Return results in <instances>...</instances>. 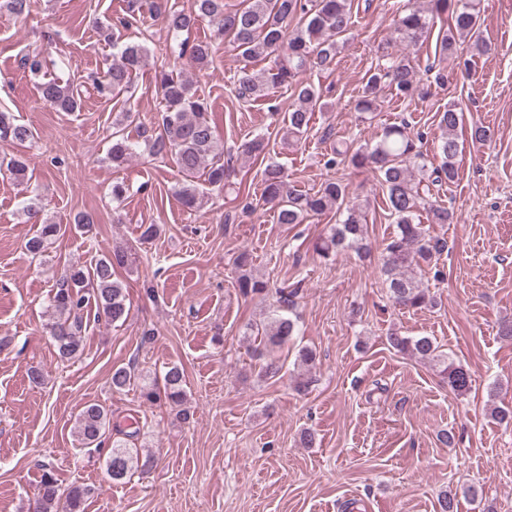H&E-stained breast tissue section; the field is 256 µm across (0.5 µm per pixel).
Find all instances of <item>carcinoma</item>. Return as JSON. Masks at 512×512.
Here are the masks:
<instances>
[{"label":"carcinoma","instance_id":"obj_1","mask_svg":"<svg viewBox=\"0 0 512 512\" xmlns=\"http://www.w3.org/2000/svg\"><path fill=\"white\" fill-rule=\"evenodd\" d=\"M430 7L422 10L407 7L394 23V40L400 44L415 46L427 38L434 19L442 14L450 15L448 29L437 39L440 55L452 56L460 42H470L476 53L489 50L478 31L481 0H429ZM0 6L16 18H25L31 12V0H3ZM353 0H246L242 9L224 10V0H195L191 11L179 9L172 0H129L130 18L135 14H147L161 20L169 31L178 34L191 30L201 17H211L218 22L222 35L230 37L239 55L247 62L233 76V83L243 97L262 100L268 91L278 87L293 89V101L283 119L284 140L299 141L309 131L315 111L323 108L318 89L303 81L309 68L327 70L340 52L338 38L352 29ZM130 26L129 18L117 24L103 22L99 29L112 40V64L102 75H92L93 88L106 100H114L129 92L133 76L140 69L146 55V46L135 40H123L115 29ZM212 46L208 42L180 44L179 58L189 67L200 68L209 63ZM274 58V66L255 74L248 63ZM19 67L37 79L42 101L61 112H77L81 108V96L71 83H63L49 77L47 56L42 51H29L19 58ZM158 89L165 103L161 125L156 135L145 140L154 157L174 156L184 182L176 196L187 208H193L199 200L197 179L202 177L209 186L222 189L226 186L229 164L215 153V130L208 117V103L196 95L189 81L164 69L155 75ZM420 76L409 56H389L384 65L368 71L355 109L362 115L378 110L379 91L388 86L398 98H408L417 90ZM463 114L455 104L438 113L437 151L442 165L432 170V177L415 178L414 172L427 169V159L403 124L383 127L373 144L354 146L349 139H339L332 147L327 166L349 164L358 169L374 172L385 188L387 205L396 229L384 247L382 272L386 277L390 296L395 305L404 309L433 307L436 301L430 290L422 286V267L429 264L448 247L447 241L433 236L424 225L417 222L421 212H426L432 224H450L453 213L433 200L434 188L454 182L457 176L456 157L459 143L456 130L462 123ZM0 139L17 144L31 143L35 139L32 127L14 122L7 113L0 112ZM136 151V143L130 141L120 129L112 132V148L109 159L112 165H122ZM28 166L22 156L0 160V171H6L15 179H25ZM262 200L277 211L280 224H301L311 215L334 212L339 223L330 228L315 245L318 255L328 258L342 251L358 255L369 253L365 206L348 201V185L340 178L326 179L314 192H301L288 180V174L278 163H269L262 171ZM60 224H41L26 242L27 251L37 256L43 253L48 241L57 237ZM130 254L115 249L112 254L97 260L94 267L86 270L74 265L53 286L49 306L55 320L49 325L58 356L69 360L81 349V332L84 312L95 306L98 313L111 322L123 321L128 316L126 296L122 283L116 278V270L129 264ZM237 285L245 297L276 295L278 309L266 322L250 323L244 336L253 344V352L262 360L259 377L269 380L281 377L283 365L277 352L294 335L295 322L289 316L294 307L297 291L286 288H268L265 281L257 279L246 269L245 261L239 263ZM390 346L400 353H408L421 360L441 361V373L448 387L461 395L470 390L471 379L460 364L442 361L439 346L429 336L388 337ZM134 370L119 367L112 372L111 385L122 391L131 384ZM184 372L178 366L170 367L164 375L162 386L146 384L142 397L148 403L165 401L181 407L185 400ZM110 414L97 403L83 406L77 416V429L83 445L108 448L107 470L112 479L121 480L135 468L146 470L152 466L151 458L140 457L138 449L129 447L128 440L139 430L124 433L125 440H113L106 435ZM87 490L78 485L60 488L52 470L43 467L38 487L40 512H82L80 510Z\"/></svg>","mask_w":512,"mask_h":512}]
</instances>
